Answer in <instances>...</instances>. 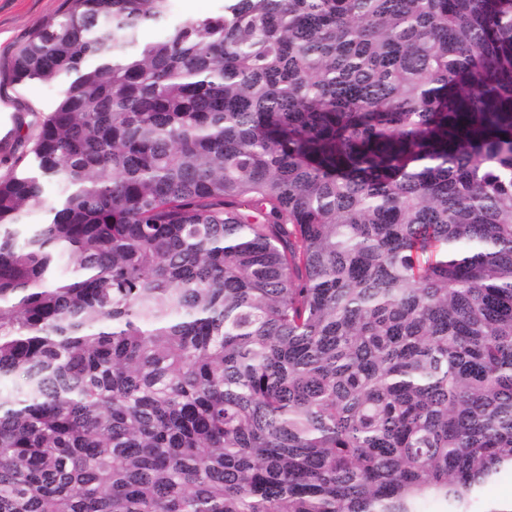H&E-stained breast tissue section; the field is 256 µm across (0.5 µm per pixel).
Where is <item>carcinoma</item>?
Returning <instances> with one entry per match:
<instances>
[{
	"label": "carcinoma",
	"instance_id": "cac0c4a2",
	"mask_svg": "<svg viewBox=\"0 0 512 512\" xmlns=\"http://www.w3.org/2000/svg\"><path fill=\"white\" fill-rule=\"evenodd\" d=\"M69 0L0 179V512H504L512 0ZM40 208L42 224H26ZM198 5L195 11L189 9L194 8V4L187 2V0H169V13L165 20L160 23L147 24L139 30V40L142 43H147L158 39L165 31V29L173 22L185 18H198L216 13L222 5L220 0H196ZM188 4V8H187ZM512 477L509 473L501 475L493 484L486 486L482 493V502L500 501L506 507L512 508ZM511 496V497H510ZM505 497H509L504 499Z\"/></svg>",
	"mask_w": 512,
	"mask_h": 512
}]
</instances>
